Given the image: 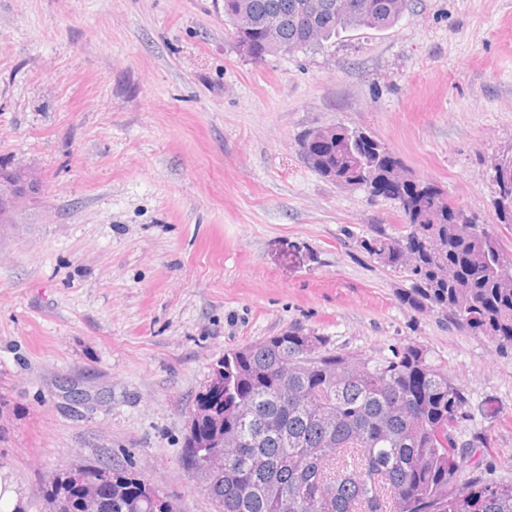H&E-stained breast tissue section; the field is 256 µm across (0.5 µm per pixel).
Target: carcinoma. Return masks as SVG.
<instances>
[{
    "instance_id": "obj_1",
    "label": "carcinoma",
    "mask_w": 512,
    "mask_h": 512,
    "mask_svg": "<svg viewBox=\"0 0 512 512\" xmlns=\"http://www.w3.org/2000/svg\"><path fill=\"white\" fill-rule=\"evenodd\" d=\"M409 0H224L248 13L249 57L321 47L354 30L393 27ZM282 20L275 39L267 19ZM343 128L311 168L367 187L388 174L377 155L359 163ZM406 234L375 224L359 246L409 287L401 302L437 312L471 336L512 347V255L488 225L448 219L442 191L409 180L395 198ZM224 387L205 388L190 412L182 468L202 477L214 512H512V481L468 475L451 427L468 405L421 344L374 360L300 326L224 352ZM221 446L224 469L207 467ZM70 471L50 486L54 512H83ZM99 512H175L141 475L112 468Z\"/></svg>"
}]
</instances>
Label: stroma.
Wrapping results in <instances>:
<instances>
[{
    "instance_id": "stroma-1",
    "label": "stroma",
    "mask_w": 512,
    "mask_h": 512,
    "mask_svg": "<svg viewBox=\"0 0 512 512\" xmlns=\"http://www.w3.org/2000/svg\"><path fill=\"white\" fill-rule=\"evenodd\" d=\"M224 0H0V165L41 191L0 224V479L53 512L51 474L135 468L178 512H211L180 465L225 349L297 325L373 359L424 345L469 405L468 467L512 481V348L403 304L359 247L402 234L394 201L298 152L366 130L413 177L499 223L512 150V0H412L385 31L261 60Z\"/></svg>"
}]
</instances>
